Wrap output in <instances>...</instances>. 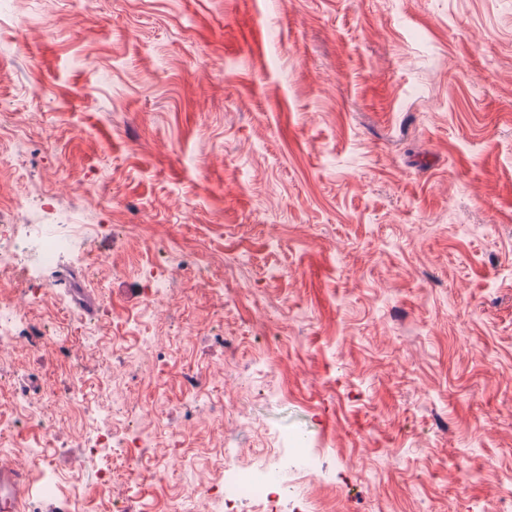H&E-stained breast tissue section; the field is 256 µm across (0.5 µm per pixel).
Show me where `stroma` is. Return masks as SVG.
Returning a JSON list of instances; mask_svg holds the SVG:
<instances>
[{"instance_id":"stroma-1","label":"stroma","mask_w":512,"mask_h":512,"mask_svg":"<svg viewBox=\"0 0 512 512\" xmlns=\"http://www.w3.org/2000/svg\"><path fill=\"white\" fill-rule=\"evenodd\" d=\"M2 223L73 240L0 273L26 512H224L297 442L288 512L512 503V0H0ZM283 470L278 464H265L254 468L224 470V483L213 491L224 501V510L233 512L244 496L262 501L266 512H277L280 493L270 491L282 488Z\"/></svg>"}]
</instances>
